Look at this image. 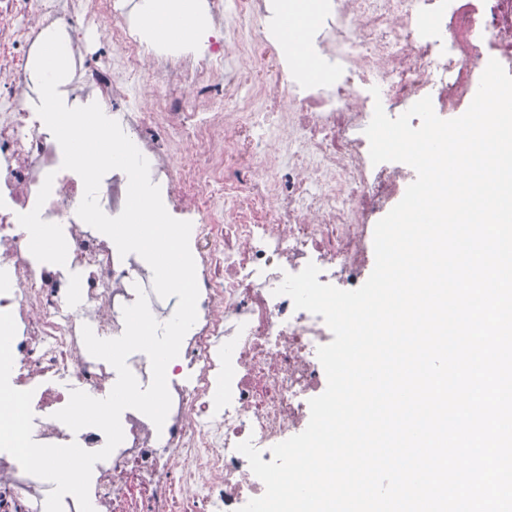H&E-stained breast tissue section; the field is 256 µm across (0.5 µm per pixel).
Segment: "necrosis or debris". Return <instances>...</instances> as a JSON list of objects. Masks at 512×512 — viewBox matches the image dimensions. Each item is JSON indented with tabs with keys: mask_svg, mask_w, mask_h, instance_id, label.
<instances>
[{
	"mask_svg": "<svg viewBox=\"0 0 512 512\" xmlns=\"http://www.w3.org/2000/svg\"><path fill=\"white\" fill-rule=\"evenodd\" d=\"M135 2L0 0V313L16 323L13 383L33 393L34 440L68 439L54 417L69 400L58 380L99 394L109 378L82 326L120 336L139 286L153 314H173L134 257L77 215L82 180L62 169L34 106L36 52L57 30L73 64L60 92L111 109L147 158L168 213L192 224L199 287L197 321L168 371L163 427L125 410L124 440L90 499L99 512H239L265 486L237 444L252 441L268 462L300 432L326 380L317 349L333 339L322 316L275 288L310 262L320 283H365L374 219L415 174L371 163L364 130L375 103L393 118L426 96L444 119L467 109L489 59L512 74V0H199L209 24L180 53L147 40ZM301 6L314 22L299 41L258 23ZM144 80L146 106L132 91ZM27 222L65 225L78 278L34 261ZM74 293L76 310L66 305ZM47 495L43 479L0 456V512H43Z\"/></svg>",
	"mask_w": 512,
	"mask_h": 512,
	"instance_id": "1",
	"label": "necrosis or debris"
}]
</instances>
